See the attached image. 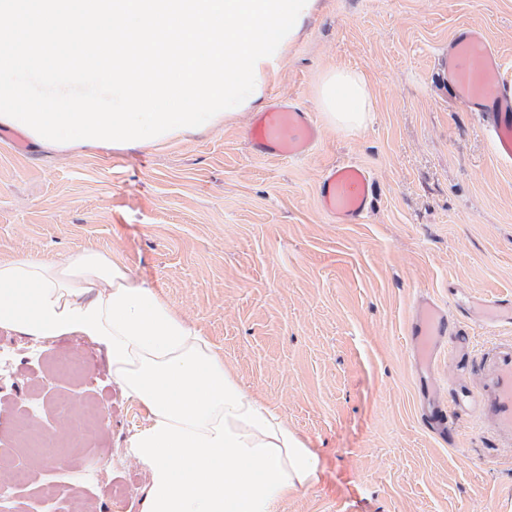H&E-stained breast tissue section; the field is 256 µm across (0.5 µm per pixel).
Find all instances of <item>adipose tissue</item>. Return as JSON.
<instances>
[{"mask_svg": "<svg viewBox=\"0 0 512 512\" xmlns=\"http://www.w3.org/2000/svg\"><path fill=\"white\" fill-rule=\"evenodd\" d=\"M319 99L328 121L345 129L362 128L375 106L366 76L343 67L327 75ZM0 326L104 348L115 382L147 412L131 440L151 474L145 512H278L317 478L314 452L283 417L104 252L0 261Z\"/></svg>", "mask_w": 512, "mask_h": 512, "instance_id": "1", "label": "adipose tissue"}]
</instances>
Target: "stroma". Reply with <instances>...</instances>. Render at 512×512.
I'll use <instances>...</instances> for the list:
<instances>
[{
    "label": "stroma",
    "mask_w": 512,
    "mask_h": 512,
    "mask_svg": "<svg viewBox=\"0 0 512 512\" xmlns=\"http://www.w3.org/2000/svg\"><path fill=\"white\" fill-rule=\"evenodd\" d=\"M470 24L498 46L512 82V0H318L255 110L159 147L20 153L2 141L0 259L93 247L154 287L314 451L316 482L280 512H512V447L468 418L455 432L423 420L467 369L443 356L422 372L409 336L420 298H512V167L437 73ZM338 67L373 85L375 110L357 131L329 123L318 103ZM279 101L322 130L305 159L252 149L255 112ZM343 160L375 180L360 224L332 223L318 206L323 170ZM69 362L82 373L38 389L49 366ZM95 399L105 448L73 422ZM34 402L45 446L0 512H55L43 484L68 496L89 467L100 470L83 488L91 512H143L149 469L129 445L146 415L104 350L0 327V448Z\"/></svg>",
    "instance_id": "obj_1"
}]
</instances>
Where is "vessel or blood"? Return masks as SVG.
I'll return each instance as SVG.
<instances>
[{"label":"vessel or blood","mask_w":512,"mask_h":512,"mask_svg":"<svg viewBox=\"0 0 512 512\" xmlns=\"http://www.w3.org/2000/svg\"><path fill=\"white\" fill-rule=\"evenodd\" d=\"M452 97L478 113L496 158L512 164V85L504 79L503 57L479 26L454 36L438 59ZM254 151L262 157L301 159L321 138L311 113L277 103L253 118L248 130ZM374 183L369 171L354 162L329 166L319 179L322 212L338 224L363 223ZM482 325L512 326V300H483L471 311ZM410 336L420 366L431 367L441 350L470 364L473 384L450 391L448 403L433 407L430 424L447 427L462 417L475 418L498 445L512 447V340L474 347L464 339L449 308L424 298L418 301Z\"/></svg>","instance_id":"1"}]
</instances>
